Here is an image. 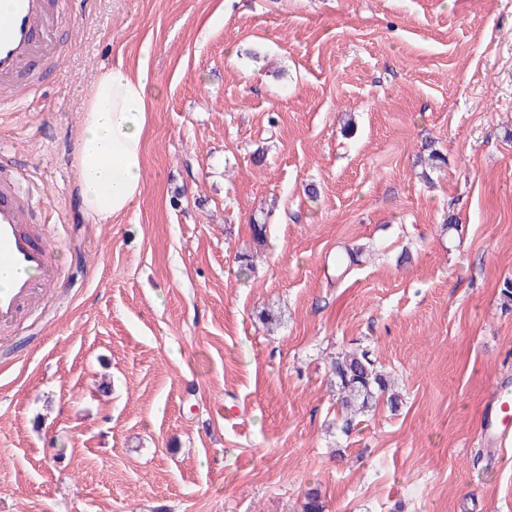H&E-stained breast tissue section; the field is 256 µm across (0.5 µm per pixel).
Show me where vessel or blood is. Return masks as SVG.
I'll return each mask as SVG.
<instances>
[{"mask_svg": "<svg viewBox=\"0 0 512 512\" xmlns=\"http://www.w3.org/2000/svg\"><path fill=\"white\" fill-rule=\"evenodd\" d=\"M70 0H6L0 18V110L26 103L40 91L41 65L57 57V33L69 17ZM36 209L20 179L0 170V272L12 277L0 288V337L39 307L60 279L49 259L51 233L36 226ZM486 431L497 442L512 436V392L501 389L491 403Z\"/></svg>", "mask_w": 512, "mask_h": 512, "instance_id": "1", "label": "vessel or blood"}]
</instances>
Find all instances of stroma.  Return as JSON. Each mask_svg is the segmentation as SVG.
<instances>
[{
  "label": "stroma",
  "instance_id": "1",
  "mask_svg": "<svg viewBox=\"0 0 512 512\" xmlns=\"http://www.w3.org/2000/svg\"><path fill=\"white\" fill-rule=\"evenodd\" d=\"M70 13L42 96L0 112L62 269L0 338V512H512V439L481 434L512 385V0ZM117 64L160 92L142 194L98 224L72 159ZM361 350L399 403L346 434L331 362Z\"/></svg>",
  "mask_w": 512,
  "mask_h": 512
}]
</instances>
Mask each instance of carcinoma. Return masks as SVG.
Segmentation results:
<instances>
[{"instance_id":"cac0c4a2","label":"carcinoma","mask_w":512,"mask_h":512,"mask_svg":"<svg viewBox=\"0 0 512 512\" xmlns=\"http://www.w3.org/2000/svg\"><path fill=\"white\" fill-rule=\"evenodd\" d=\"M360 251L361 248L348 245L336 253V277L340 278L345 274L354 256ZM333 370L339 405L351 414L363 412L374 395H382L389 390L388 379L377 371L367 351L337 356L333 361Z\"/></svg>"}]
</instances>
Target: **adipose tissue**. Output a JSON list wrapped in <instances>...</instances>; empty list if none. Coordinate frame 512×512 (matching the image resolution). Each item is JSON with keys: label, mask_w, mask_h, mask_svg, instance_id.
Returning <instances> with one entry per match:
<instances>
[{"label": "adipose tissue", "mask_w": 512, "mask_h": 512, "mask_svg": "<svg viewBox=\"0 0 512 512\" xmlns=\"http://www.w3.org/2000/svg\"><path fill=\"white\" fill-rule=\"evenodd\" d=\"M159 92L144 70H99L86 94L75 141L74 177L96 222L126 212L143 191V134L150 99Z\"/></svg>", "instance_id": "adipose-tissue-1"}]
</instances>
